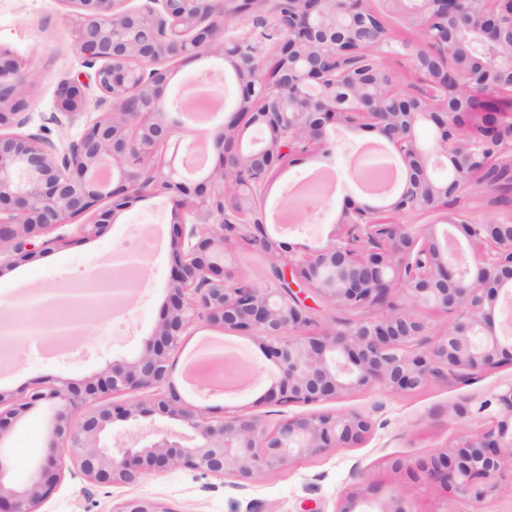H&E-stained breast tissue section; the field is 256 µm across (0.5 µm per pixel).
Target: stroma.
I'll return each instance as SVG.
<instances>
[{
	"instance_id": "1",
	"label": "stroma",
	"mask_w": 512,
	"mask_h": 512,
	"mask_svg": "<svg viewBox=\"0 0 512 512\" xmlns=\"http://www.w3.org/2000/svg\"><path fill=\"white\" fill-rule=\"evenodd\" d=\"M71 21L60 0H0V46L26 62L25 98L32 128L46 127L53 140H73L98 115L94 102H87L71 125L49 123L56 109V86L61 79L88 74L85 56L73 46ZM170 92L185 85L219 88L222 110L211 113L205 124L216 132L236 100V81L224 59L209 53L174 62ZM330 157L313 152L281 169L267 186L263 200L264 221L269 233L286 245L299 248L339 236L341 214L348 203L364 201L363 188L351 177L360 148L379 144L376 132L337 127ZM291 203L301 217L288 228L274 220L283 203ZM106 223L98 236L84 237L76 226H66L67 246L36 250L26 261L0 272V321L38 322L47 325L50 310L26 305L27 296L46 289L80 288L83 273L100 266L104 279H113L116 269L110 258L116 250L130 249L143 235L155 234L159 246L148 259V267L135 282L137 297L128 308L117 311L112 301L100 300L88 308H77L73 317L82 324L81 333L65 350H56V337L41 335L36 345L13 351L10 361L0 362V391L24 396L44 381L66 380L76 384L102 373L112 362L130 360L143 349V341L156 329L169 294L172 266V204L167 195L146 194L125 210H113L103 202ZM466 214L470 221L495 217L512 218V202L483 186L464 189L449 201L447 210L432 213H383V220L416 228ZM204 360L202 377L178 380L181 395L190 402L215 410L248 407L261 414L267 424L280 418L277 407L260 403L271 384L275 367L260 339L199 324L188 336L179 367ZM512 381V364H503L471 382L451 379L432 381L416 393L371 390L355 392L322 403L330 412H362L371 415L370 436L356 448H328L301 460L292 468L267 474L245 488L230 481L175 468L124 487H99L77 474L66 475L43 512H112L128 498L164 503L170 512H335L340 495L360 477L381 481L385 494L410 488L402 471L392 470L397 458L418 459L452 446L473 433L474 422L449 420L447 409L462 398L481 399ZM43 414L29 413L14 428L8 452L12 458V480L25 485L34 461L41 454Z\"/></svg>"
}]
</instances>
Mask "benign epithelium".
<instances>
[{"instance_id": "obj_1", "label": "benign epithelium", "mask_w": 512, "mask_h": 512, "mask_svg": "<svg viewBox=\"0 0 512 512\" xmlns=\"http://www.w3.org/2000/svg\"><path fill=\"white\" fill-rule=\"evenodd\" d=\"M74 42L93 75L58 84L61 126L81 113L83 89L103 109L76 140L60 145L27 130L25 63L0 48V268L26 260L40 246H61L47 233L94 213L105 200L123 210L147 189L169 194L175 234L170 295L144 351L114 362L82 385L32 388L17 399L0 391V512H40L65 474L121 487L173 468L230 479L239 487L287 470L326 448H352L368 437L361 412H293L345 393L414 392L448 376L468 381L512 364V335L501 332L500 308L512 303V219L471 223L458 214L473 248L459 261L448 234L384 223L380 214L431 212L473 184L512 194V0H64ZM402 6L422 44L398 41L384 17ZM272 30L261 38L224 37L238 16ZM275 40L269 72L266 42ZM213 51L237 82L233 116L213 135L218 163L192 182L174 166L184 145L181 122L168 113L169 63ZM402 57L420 75L401 94L380 59ZM479 113L470 130L463 116ZM266 131L243 144L238 122ZM434 124L432 141L418 129ZM367 127L392 148L403 178L389 202L343 210L344 236L334 242L285 246L266 230L261 210L270 178L294 154L330 156L329 130ZM448 159V177L436 175ZM219 223L208 224L212 216ZM246 239L272 259L264 284L247 282L230 249ZM318 297L363 314L339 330L310 333L311 318L286 274ZM452 316L448 330L418 350L424 313ZM257 336L276 366L258 399L282 408L272 428L262 416L226 411L216 418L184 400L174 356L198 323ZM153 390L145 403L137 399ZM33 410L46 414L45 446L26 485L10 483L6 452L11 428ZM159 414L179 423L150 439L112 433L116 420ZM453 420L482 424L453 446L392 466L436 487L446 501L475 505L512 483V382L489 396L448 408ZM380 484L345 491L336 512H416L403 490L382 502ZM114 512H168L150 499H126Z\"/></svg>"}]
</instances>
